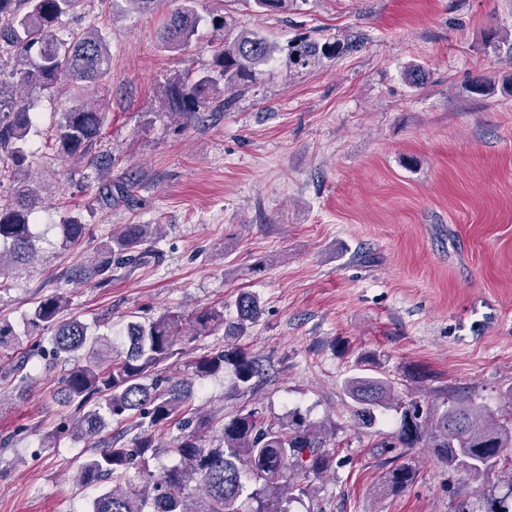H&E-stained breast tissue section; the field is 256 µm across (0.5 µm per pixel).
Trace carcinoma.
<instances>
[{"mask_svg":"<svg viewBox=\"0 0 512 512\" xmlns=\"http://www.w3.org/2000/svg\"><path fill=\"white\" fill-rule=\"evenodd\" d=\"M83 0H0V162L14 174L28 171L32 152L27 141L34 124L30 104L20 95L41 94L67 79L97 83L108 73L110 50L101 32L93 27L58 36L62 17L75 13ZM258 12L286 13L297 0H250ZM220 35L211 67L194 77L175 76L167 82L164 100L173 115L204 112L220 95L253 81L258 67L274 59L279 47L266 37L236 31L227 16H202L198 0H178L166 13L159 29L160 45L167 51L185 50L196 39L201 24ZM340 42L320 43L295 38L284 47L288 71L302 73L323 59L333 58ZM106 112L76 101L63 112L56 134L58 152L73 156L86 152L100 137ZM35 189L17 180L9 202L0 204V292L8 278L32 261L37 253L33 214ZM157 224H123L112 238L100 245L88 260V269L76 277L89 280L112 277V264L131 265L144 259L138 248L158 236ZM61 245H79L89 234L88 225L72 215L61 224ZM68 307L61 292L36 303L25 318L26 332L50 331V352L64 357L71 366L63 376V404L73 408L70 435L90 444V455L77 469L80 484L105 482L94 499L92 512H290L288 505L308 494V485H284L286 470L294 467L304 477L333 469L336 457L324 451L326 436L298 411L287 424L266 420L254 408L229 418L202 413L187 405L186 379L162 375L163 366L182 353L191 337L212 329H224V349L204 353L189 363L192 375L207 378L231 375V390L244 394L254 390L261 375L259 359L239 340L246 336L261 312L257 295L243 292L236 299L237 318L224 320V312L201 308L188 316L168 313L147 323L128 321L122 328L124 350L104 334L90 332L76 317L63 318ZM350 399L357 424L372 428L376 411L400 413L397 430L377 441L379 448H433L451 471L463 472L478 481L500 466L512 469V417L493 421L466 399H453L443 408L424 411L418 401H399L393 381L367 362L342 384ZM135 423L139 432L127 443L118 437H103L109 423ZM175 425L178 435L169 448L179 463L146 474L152 494L143 495L126 474L136 458L159 448L161 430ZM219 432L217 443H206L204 432ZM263 481L245 493L244 477ZM193 479L201 494L189 501L183 490ZM413 479L402 464L391 471L390 483L404 488ZM486 512H512V483L502 496L487 502Z\"/></svg>","mask_w":512,"mask_h":512,"instance_id":"cac0c4a2","label":"carcinoma"}]
</instances>
